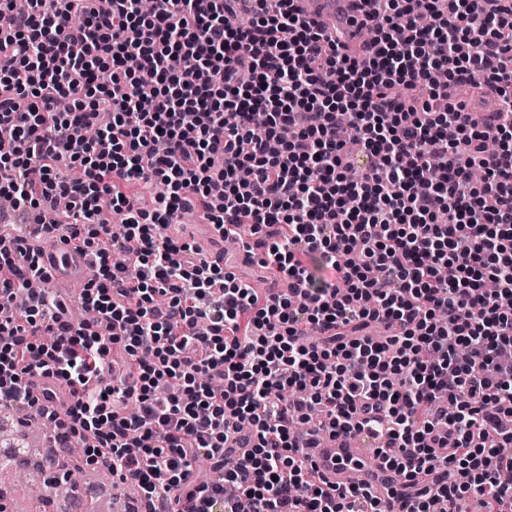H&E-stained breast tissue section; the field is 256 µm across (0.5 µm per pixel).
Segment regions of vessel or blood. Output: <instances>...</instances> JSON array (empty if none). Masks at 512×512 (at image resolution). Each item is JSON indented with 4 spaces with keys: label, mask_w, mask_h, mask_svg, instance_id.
Returning <instances> with one entry per match:
<instances>
[{
    "label": "vessel or blood",
    "mask_w": 512,
    "mask_h": 512,
    "mask_svg": "<svg viewBox=\"0 0 512 512\" xmlns=\"http://www.w3.org/2000/svg\"><path fill=\"white\" fill-rule=\"evenodd\" d=\"M293 7L325 35L345 30L343 52L355 57L367 54L361 33L370 21L361 0H294ZM38 260L48 275L45 286L49 289L79 282L96 262L90 251L79 249L76 241L64 232L43 236ZM31 391L37 407L45 412L61 411L68 397L67 388L61 385L56 386L52 399L45 397L42 384H34ZM306 454L316 477L333 487L353 484L382 497L394 477L392 471L384 468L380 455L368 453L366 445H354L348 435L322 431L316 447L307 449Z\"/></svg>",
    "instance_id": "obj_1"
}]
</instances>
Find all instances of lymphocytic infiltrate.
I'll use <instances>...</instances> for the list:
<instances>
[{
	"mask_svg": "<svg viewBox=\"0 0 512 512\" xmlns=\"http://www.w3.org/2000/svg\"><path fill=\"white\" fill-rule=\"evenodd\" d=\"M28 3L0 29V196L68 199L95 318L29 290L15 237L0 406L27 404L32 374L64 383L56 444L82 442L145 512H383L311 480L299 424L383 437L390 497L433 475L410 512H512V0H374L361 59L292 0ZM151 179L150 206L124 194ZM182 213L223 241L251 225L245 262L294 288L195 257L165 233Z\"/></svg>",
	"mask_w": 512,
	"mask_h": 512,
	"instance_id": "f902f5d3",
	"label": "lymphocytic infiltrate"
}]
</instances>
